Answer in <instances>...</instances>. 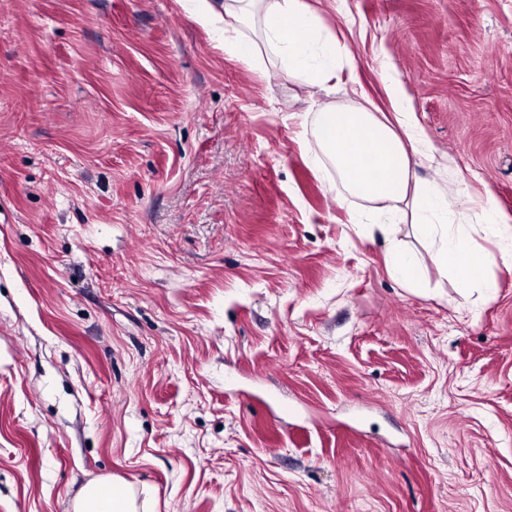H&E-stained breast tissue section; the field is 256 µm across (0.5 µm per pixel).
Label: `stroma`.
Instances as JSON below:
<instances>
[{
    "label": "stroma",
    "instance_id": "1",
    "mask_svg": "<svg viewBox=\"0 0 512 512\" xmlns=\"http://www.w3.org/2000/svg\"><path fill=\"white\" fill-rule=\"evenodd\" d=\"M354 54L260 74L198 0H0V512H512V267L459 293L308 155L414 112L424 181L512 218V0H307ZM422 256L421 287L386 244ZM111 488L110 481L99 479L89 482L82 490L75 504V512H139L135 493L122 491L112 481V494L106 493Z\"/></svg>",
    "mask_w": 512,
    "mask_h": 512
}]
</instances>
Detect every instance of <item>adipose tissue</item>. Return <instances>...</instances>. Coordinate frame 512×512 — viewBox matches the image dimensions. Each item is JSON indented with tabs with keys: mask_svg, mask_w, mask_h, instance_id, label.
Segmentation results:
<instances>
[{
	"mask_svg": "<svg viewBox=\"0 0 512 512\" xmlns=\"http://www.w3.org/2000/svg\"><path fill=\"white\" fill-rule=\"evenodd\" d=\"M231 32L224 45L248 60L255 46L241 36L243 27L261 22L263 44L289 73L314 86L332 82L339 66L353 56L329 35L322 17L306 0H220ZM315 145L326 156L346 191L354 197L384 203L390 209L406 204L422 238L433 244L432 257L440 275L452 276L460 290L494 289L491 271L496 255L476 248L464 217L465 203L454 184L421 181L416 162L400 136L413 129L411 112L399 106L396 124H388L359 105L317 104L312 114ZM134 492L112 488L110 481L89 482L75 512H138Z\"/></svg>",
	"mask_w": 512,
	"mask_h": 512,
	"instance_id": "adipose-tissue-1",
	"label": "adipose tissue"
}]
</instances>
